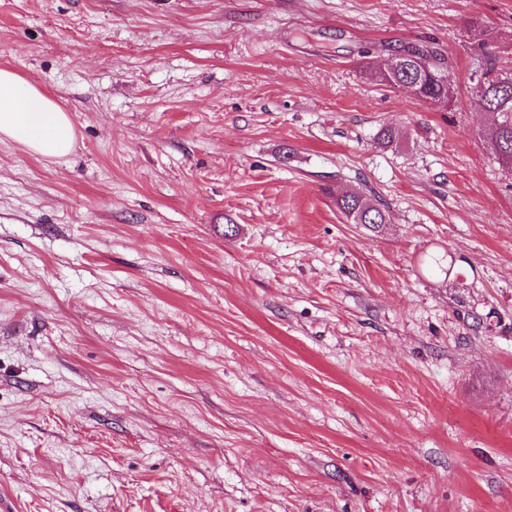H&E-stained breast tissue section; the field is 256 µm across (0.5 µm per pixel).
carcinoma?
Wrapping results in <instances>:
<instances>
[{"label":"carcinoma","instance_id":"carcinoma-1","mask_svg":"<svg viewBox=\"0 0 512 512\" xmlns=\"http://www.w3.org/2000/svg\"><path fill=\"white\" fill-rule=\"evenodd\" d=\"M404 80L415 85V95L425 101L434 102L450 98L451 86L448 75L441 65L421 57V62L408 61L396 74L381 70L379 81L394 86ZM480 80L483 81L481 99L485 111L492 116L489 135L500 163L512 166V74L496 67L493 58L485 55V64ZM337 209L353 224L376 228L390 221L387 210L377 200L360 191H349L336 198Z\"/></svg>","mask_w":512,"mask_h":512}]
</instances>
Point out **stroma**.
<instances>
[{"label": "stroma", "mask_w": 512, "mask_h": 512, "mask_svg": "<svg viewBox=\"0 0 512 512\" xmlns=\"http://www.w3.org/2000/svg\"><path fill=\"white\" fill-rule=\"evenodd\" d=\"M410 46L446 106L375 81ZM486 52L512 70V0H0V69L77 137L0 139V501L512 512ZM336 207L353 224L376 229L390 221L388 211L381 208L377 200L360 191H349L337 197Z\"/></svg>", "instance_id": "1"}]
</instances>
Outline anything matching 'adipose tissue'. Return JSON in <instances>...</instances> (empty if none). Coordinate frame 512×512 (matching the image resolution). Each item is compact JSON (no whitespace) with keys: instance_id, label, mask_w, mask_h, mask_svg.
I'll return each mask as SVG.
<instances>
[{"instance_id":"adipose-tissue-1","label":"adipose tissue","mask_w":512,"mask_h":512,"mask_svg":"<svg viewBox=\"0 0 512 512\" xmlns=\"http://www.w3.org/2000/svg\"><path fill=\"white\" fill-rule=\"evenodd\" d=\"M0 135L49 157L70 153L75 144L71 117L34 83L0 69Z\"/></svg>"}]
</instances>
